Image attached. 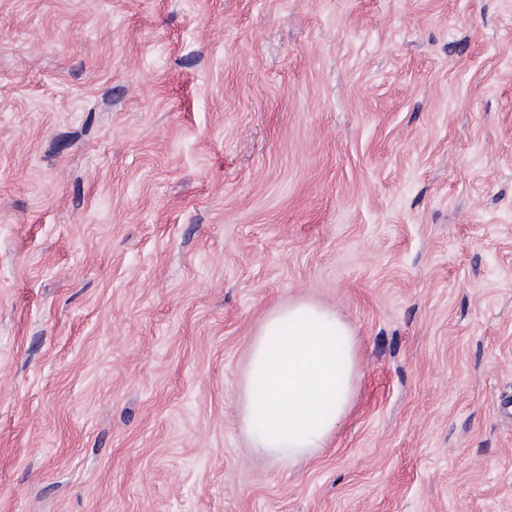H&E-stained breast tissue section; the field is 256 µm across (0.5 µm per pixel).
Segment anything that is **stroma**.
I'll return each mask as SVG.
<instances>
[{
  "label": "stroma",
  "mask_w": 512,
  "mask_h": 512,
  "mask_svg": "<svg viewBox=\"0 0 512 512\" xmlns=\"http://www.w3.org/2000/svg\"><path fill=\"white\" fill-rule=\"evenodd\" d=\"M297 298L361 381L288 467ZM0 512H512V0H0ZM360 379L356 338L336 309L307 299L275 307L252 335L241 379L251 448L288 465L326 448Z\"/></svg>",
  "instance_id": "stroma-1"
}]
</instances>
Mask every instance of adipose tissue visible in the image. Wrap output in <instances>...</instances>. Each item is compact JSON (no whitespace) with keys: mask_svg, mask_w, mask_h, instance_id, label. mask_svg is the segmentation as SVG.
<instances>
[{"mask_svg":"<svg viewBox=\"0 0 512 512\" xmlns=\"http://www.w3.org/2000/svg\"><path fill=\"white\" fill-rule=\"evenodd\" d=\"M361 374L357 341L332 308L295 299L254 331L241 379L239 417L252 448L292 465L326 447Z\"/></svg>","mask_w":512,"mask_h":512,"instance_id":"1","label":"adipose tissue"}]
</instances>
